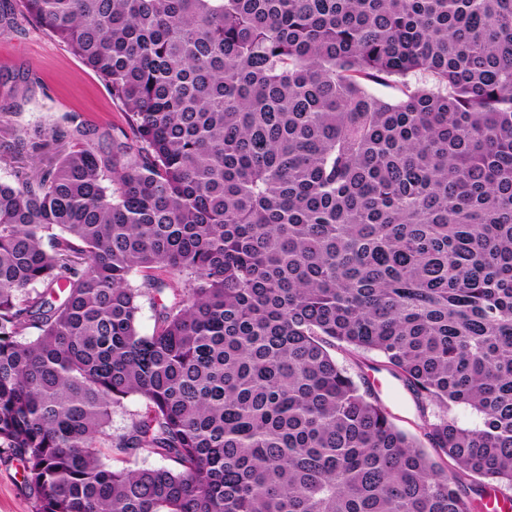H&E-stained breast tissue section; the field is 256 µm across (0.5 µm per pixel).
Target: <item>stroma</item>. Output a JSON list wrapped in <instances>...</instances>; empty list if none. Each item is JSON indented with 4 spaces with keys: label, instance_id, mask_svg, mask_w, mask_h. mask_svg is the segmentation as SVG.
I'll return each instance as SVG.
<instances>
[{
    "label": "stroma",
    "instance_id": "35a3bbf8",
    "mask_svg": "<svg viewBox=\"0 0 512 512\" xmlns=\"http://www.w3.org/2000/svg\"><path fill=\"white\" fill-rule=\"evenodd\" d=\"M37 78L32 91H25L22 77ZM19 99L21 107L11 117L13 128L29 133H47L71 113L79 114L97 130L100 144L111 142L126 125L123 106L113 100L104 82L66 46L40 26L22 21L8 34L0 35V101ZM335 357L354 374L380 379V397L396 425L415 431L420 419L411 394L387 372H373L379 357L336 351ZM33 497L24 486L23 467L0 455V512H32Z\"/></svg>",
    "mask_w": 512,
    "mask_h": 512
}]
</instances>
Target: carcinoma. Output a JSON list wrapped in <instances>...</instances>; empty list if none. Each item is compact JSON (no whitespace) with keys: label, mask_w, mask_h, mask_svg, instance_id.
I'll return each mask as SVG.
<instances>
[{"label":"carcinoma","mask_w":512,"mask_h":512,"mask_svg":"<svg viewBox=\"0 0 512 512\" xmlns=\"http://www.w3.org/2000/svg\"><path fill=\"white\" fill-rule=\"evenodd\" d=\"M7 2L0 35L35 22L128 116L0 183V454L32 512H474L463 475L512 504V0ZM141 454L172 466L107 464ZM336 360L345 365L355 375H363L372 381L379 378L385 385L383 389H378L380 397L388 406L394 416L396 425L409 432H416L417 424L420 423L419 412L415 406L411 394L403 388L402 384L392 378L387 372H373L369 366L375 365L381 361V358L375 353H364L358 356H352L345 351L336 349L333 351ZM143 401L138 396L125 400L123 407L117 408L112 414V435H119L126 431L132 420L138 418L143 411Z\"/></svg>","instance_id":"cac0c4a2"}]
</instances>
